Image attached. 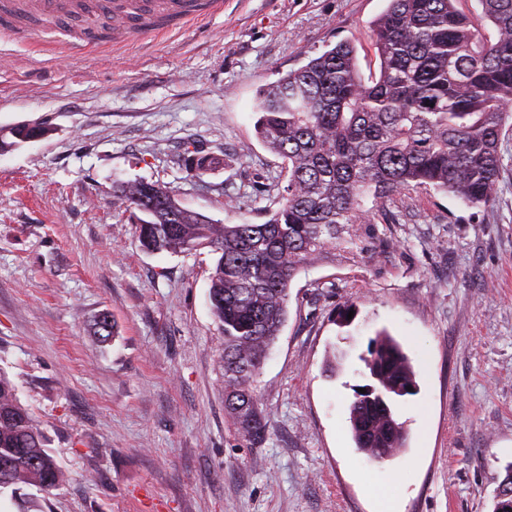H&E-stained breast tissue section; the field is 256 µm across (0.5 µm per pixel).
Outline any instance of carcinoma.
Returning a JSON list of instances; mask_svg holds the SVG:
<instances>
[{
  "label": "carcinoma",
  "mask_w": 512,
  "mask_h": 512,
  "mask_svg": "<svg viewBox=\"0 0 512 512\" xmlns=\"http://www.w3.org/2000/svg\"><path fill=\"white\" fill-rule=\"evenodd\" d=\"M459 0H388L371 23L379 71L361 74L350 42L308 58L256 94V138L283 159L288 177L279 207L262 224H216L184 208L170 187L120 183L113 205L135 217L143 249L219 255L209 300L224 332V408L255 441L267 431L253 383L286 321L290 283L311 257L351 240L353 226L389 221V205L414 189L435 190L468 207L494 200L504 166L501 135L512 118V0H478L487 39ZM195 178L208 158H180ZM374 393L386 406L354 395L357 450L382 462L404 448L393 402L398 386H417L402 345L386 332L364 358ZM12 462L0 493L56 490L68 474L45 448L36 420L0 372V460ZM493 512L512 509V464L496 477Z\"/></svg>",
  "instance_id": "cac0c4a2"
}]
</instances>
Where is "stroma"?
Wrapping results in <instances>:
<instances>
[{"label": "stroma", "mask_w": 512, "mask_h": 512, "mask_svg": "<svg viewBox=\"0 0 512 512\" xmlns=\"http://www.w3.org/2000/svg\"><path fill=\"white\" fill-rule=\"evenodd\" d=\"M223 2L80 55L64 26L0 36V128L46 129L0 154V371L70 475L0 494V512H492L512 462V129L489 206L411 193L397 223L357 225L295 275L251 443L224 411L217 254L145 252L112 188L160 182L214 221L264 223L287 179L255 136L257 89L344 40L370 73L387 0ZM189 145L229 167L192 178ZM383 328L418 392L397 405L407 450L378 464L348 417Z\"/></svg>", "instance_id": "1"}]
</instances>
